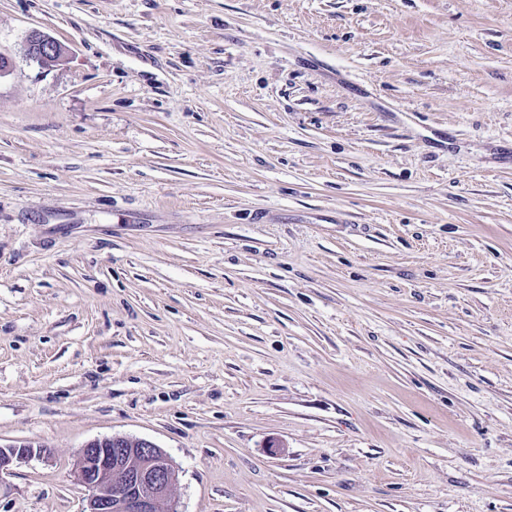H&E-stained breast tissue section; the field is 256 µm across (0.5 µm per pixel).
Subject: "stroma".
<instances>
[{"instance_id": "1", "label": "stroma", "mask_w": 512, "mask_h": 512, "mask_svg": "<svg viewBox=\"0 0 512 512\" xmlns=\"http://www.w3.org/2000/svg\"><path fill=\"white\" fill-rule=\"evenodd\" d=\"M1 52L0 512L112 435L173 512H512V0H0ZM27 56L33 62L43 64L59 58L63 52L62 45L53 38L34 30L30 32L26 40Z\"/></svg>"}]
</instances>
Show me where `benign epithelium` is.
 Returning a JSON list of instances; mask_svg holds the SVG:
<instances>
[{
  "label": "benign epithelium",
  "instance_id": "7a95c632",
  "mask_svg": "<svg viewBox=\"0 0 512 512\" xmlns=\"http://www.w3.org/2000/svg\"><path fill=\"white\" fill-rule=\"evenodd\" d=\"M30 60L59 58L62 45L34 30L26 40ZM34 453V445L0 446V473ZM75 480L90 488L87 512H162L177 473L166 454L150 441L113 435L88 442L80 451Z\"/></svg>",
  "mask_w": 512,
  "mask_h": 512
}]
</instances>
